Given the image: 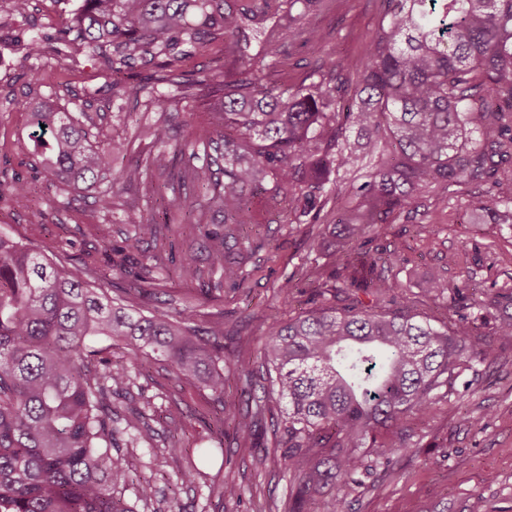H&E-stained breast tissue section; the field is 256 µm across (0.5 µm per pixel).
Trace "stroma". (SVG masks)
<instances>
[{
	"instance_id": "obj_1",
	"label": "stroma",
	"mask_w": 512,
	"mask_h": 512,
	"mask_svg": "<svg viewBox=\"0 0 512 512\" xmlns=\"http://www.w3.org/2000/svg\"><path fill=\"white\" fill-rule=\"evenodd\" d=\"M380 0H335L326 11L309 16L310 24L330 33L329 51L344 58L363 57L373 40L379 21ZM47 72L45 84L30 90L23 75V53L11 42L0 44V77H14V104H0V181L20 173L31 195L27 204H0V232L27 239L32 246L57 247L65 258L76 262L93 258L111 268L107 286L110 295L121 296L133 287L139 261L152 252L151 241H142L135 262H123L120 254L104 251L97 236L100 214L90 201H72L65 226L33 224L29 211L46 206L58 198L57 188L38 168L28 153L25 139L29 114L25 107L32 95L52 98L59 107L73 112L87 130L92 142L104 146L124 143L127 155L147 160L156 153L151 139L138 136L137 128L146 120L142 109L112 99L108 82L133 84L139 69L112 72L100 58L82 54L63 56L55 52L41 58ZM169 112L178 126L180 142L195 149L192 165H210L214 151L206 145L212 136L211 118L203 99L182 98L179 89L162 86ZM134 192L145 207L167 206L172 231L185 259L206 270L204 281L186 283L169 277L163 286L173 306H181L186 297L204 299V311H227L229 331L252 336L262 344L266 323L324 307L307 273L319 268L330 274L337 260L319 255L312 248V234L326 231L333 214L351 208L353 199L340 195L330 201L320 223L308 226L289 223L287 216L266 210L263 196H256L258 222L250 234L255 255L243 268L246 280L242 291L223 288L224 273L212 268L210 244L199 232H185L186 213L203 205L201 196L172 188L169 175L145 169ZM485 187L453 186L447 204L435 194L420 195L410 212L388 224L382 235L373 237L372 247L398 246L399 257L393 269L398 280L411 294H418L428 272L439 270L449 286L460 289V304L468 305L485 294L512 287V230L493 224H475L471 209L484 197ZM292 280L298 288L294 302L281 307L275 297L276 286ZM145 395L154 397L159 410H166L168 396L181 401L189 415L188 431L182 438L186 448L224 446L233 452L232 466H224L214 456L204 467L206 484L178 485L182 459L154 461L148 449H138L131 463L150 476L155 487L157 512H167L171 496H178L184 512H256L263 502H282L289 490L291 476L282 466L260 465L255 461L258 449L272 440L274 419L254 427L246 445L234 435H221L216 423L221 405L209 391L179 386L173 369L160 357L143 358L138 380ZM454 394L437 402L430 415L416 422L411 432L414 448L389 470L365 478L362 487L342 507V512H512V347L500 356L464 371L456 381ZM465 392L458 400L457 392ZM477 419V426L464 424V417ZM240 472L243 488L237 500L225 501L223 508L207 506V483H218L227 469Z\"/></svg>"
}]
</instances>
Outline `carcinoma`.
I'll use <instances>...</instances> for the list:
<instances>
[{
	"label": "carcinoma",
	"mask_w": 512,
	"mask_h": 512,
	"mask_svg": "<svg viewBox=\"0 0 512 512\" xmlns=\"http://www.w3.org/2000/svg\"><path fill=\"white\" fill-rule=\"evenodd\" d=\"M332 0H82L71 22L74 51L104 55L111 69L139 66L143 83L114 82L112 98L159 110L147 127L160 149L141 164L117 166L122 145L94 144L85 128L50 99L31 108L32 155L63 195H92L102 213L96 225L110 238L112 211L128 225L123 250H137L145 235L155 249L140 284L114 298L106 270L92 262L70 265L55 252H37L0 232V512H156L154 489L129 467L137 448L153 458L178 455L184 412L170 402L163 421L169 441L155 445L156 404L135 397L137 359L154 353L184 384L198 383L223 403L224 431L250 435L266 407L242 410L225 397L228 376L252 386V340L224 344V314L213 315L199 339L197 306L144 312L139 301L174 265L167 212L120 202L142 178V167L164 172L183 154L174 141L160 84L194 96L199 83L213 101L224 130V182L204 167H181L178 187L199 189L224 213V233L211 237L213 265L224 281L241 284L250 252L244 228L254 223L253 200L267 179L268 206L288 203L298 224H317L339 192L333 175L353 168L359 153L376 160L368 180L351 187L356 207L314 242L335 249L342 263L323 290L345 304L324 307L265 328L261 359L268 395L281 405L282 428L273 430L277 463L292 475L288 500L268 512H340L362 477L411 451L410 423L453 392L461 371L512 345V314L497 311L500 295L472 304L451 327L437 328L401 303L405 288L365 256L370 277L346 274L353 246L378 233L435 188L484 183L477 224L512 229V0H381V18L368 54L357 60L325 52L310 83L271 78L290 49L323 46L328 34L304 22ZM303 4L300 12L294 6ZM223 39L222 80L194 81L180 71L190 50L207 37ZM43 47L28 41V84L42 85L37 61ZM27 189L0 182V202L19 204ZM371 295L364 306L354 290ZM422 294L457 312L459 289L430 272ZM494 320L487 336L481 325ZM108 336L127 350L114 363L87 345ZM128 434L124 448L117 437ZM212 448L196 449L181 468V484L206 477L201 464ZM136 487L137 507L125 492ZM235 477L209 485L208 498L240 497Z\"/></svg>",
	"instance_id": "1"
}]
</instances>
